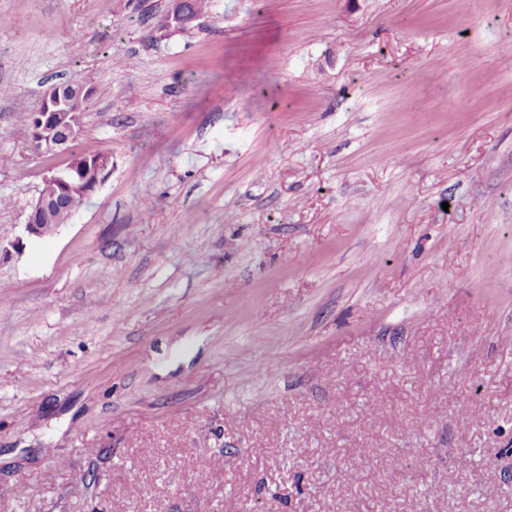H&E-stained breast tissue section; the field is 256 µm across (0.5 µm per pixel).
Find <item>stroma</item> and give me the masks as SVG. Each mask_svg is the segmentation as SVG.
<instances>
[{
    "label": "stroma",
    "mask_w": 512,
    "mask_h": 512,
    "mask_svg": "<svg viewBox=\"0 0 512 512\" xmlns=\"http://www.w3.org/2000/svg\"><path fill=\"white\" fill-rule=\"evenodd\" d=\"M169 8L0 0V512H512V0ZM186 1L187 0L171 1L170 9L164 19V27L166 29L185 27L198 19L189 14L185 6ZM93 88L80 84L57 86L43 99L39 112L34 113L32 140L35 146L49 150H67L77 137L83 112V102ZM87 169L95 171V183L91 192H95L97 187L102 185L112 171V156L107 153H102L99 156H94V160L85 159L79 160L71 168L64 172H58L51 175L46 181L59 184H68L69 181L81 178ZM65 200L62 193L53 195L40 193L32 206L31 213L26 224V231L30 235L43 236V230L48 225H60L65 217L71 216L75 211L74 202H69L65 207L59 204Z\"/></svg>",
    "instance_id": "35a3bbf8"
}]
</instances>
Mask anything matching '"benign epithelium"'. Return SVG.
<instances>
[{
	"label": "benign epithelium",
	"instance_id": "7a95c632",
	"mask_svg": "<svg viewBox=\"0 0 512 512\" xmlns=\"http://www.w3.org/2000/svg\"><path fill=\"white\" fill-rule=\"evenodd\" d=\"M186 0H171L170 9L164 19V27L178 29L196 20L185 6ZM93 88L80 84H65L56 87L43 99L39 112L35 113L32 124V140L48 150H66L77 137L83 112V102L92 94ZM95 171L94 187L102 185L112 171V156L102 153L94 160H80L64 172L51 175L48 181L66 184L81 178L86 170ZM65 200L61 193L39 195L32 206L26 224V231L34 236H43L48 225L57 226L63 219L72 215L75 205L69 202L60 206Z\"/></svg>",
	"mask_w": 512,
	"mask_h": 512
}]
</instances>
